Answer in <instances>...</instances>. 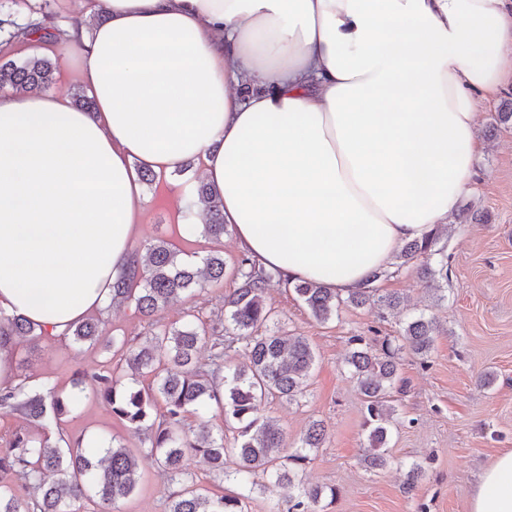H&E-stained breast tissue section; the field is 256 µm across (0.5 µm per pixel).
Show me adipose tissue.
Returning a JSON list of instances; mask_svg holds the SVG:
<instances>
[{
	"instance_id": "1",
	"label": "adipose tissue",
	"mask_w": 512,
	"mask_h": 512,
	"mask_svg": "<svg viewBox=\"0 0 512 512\" xmlns=\"http://www.w3.org/2000/svg\"><path fill=\"white\" fill-rule=\"evenodd\" d=\"M69 55L96 101L0 93V311L53 337L133 261L145 165L190 160L238 246L345 295L470 190L512 0H98ZM253 93L244 95L243 84ZM470 512H512V450Z\"/></svg>"
}]
</instances>
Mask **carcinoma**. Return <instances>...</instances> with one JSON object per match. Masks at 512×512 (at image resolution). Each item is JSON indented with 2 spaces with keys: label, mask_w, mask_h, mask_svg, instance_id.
Here are the masks:
<instances>
[{
  "label": "carcinoma",
  "mask_w": 512,
  "mask_h": 512,
  "mask_svg": "<svg viewBox=\"0 0 512 512\" xmlns=\"http://www.w3.org/2000/svg\"><path fill=\"white\" fill-rule=\"evenodd\" d=\"M27 15L19 21L14 13L0 10V45L32 41L39 33L44 41H56L61 30L54 17L37 5H26ZM55 66L47 57L33 56L21 63H0V90L19 94L47 90L56 80ZM198 203L206 212L202 228L186 226V232L219 241L228 232L224 224L223 201L205 183L197 187ZM438 233L421 241L406 243L397 258L402 267L434 252ZM226 263L218 253L203 259V267L181 257L160 240L136 253L133 269L112 286L114 304L134 303L135 311L152 317L171 301L210 282L224 279ZM421 277L437 281L448 279V260L433 267L419 266ZM237 288L224 298V312L205 320L194 313L177 326L172 324L138 339H124L125 364L134 374H153L151 386L138 388L124 384L112 369H83L74 374L73 389L62 395L52 388H35L21 382L0 388V410L19 413L40 429L12 432L0 446V512H74L73 505L88 502L92 512H114L118 500L131 495L138 483L144 460L150 459L161 470L171 492L168 512H246L253 494L266 489L272 480L295 490L288 496L284 512H316L325 496L336 497V488L305 485L296 480L297 470L320 447L325 427L312 422L299 446L285 448L277 421L263 413L270 397L294 401L303 396L306 381L315 362L306 337L288 329L265 302L273 281L283 282L277 270L258 265L247 255L233 265ZM382 277L372 274L363 287L343 297L330 289L296 282L293 289L303 305L318 321L326 322L343 306L378 303L389 309L401 304V297L380 295L373 287ZM438 331L435 318L420 313L410 319L401 334L409 349L427 355ZM45 336L22 316L0 315V340L8 338L41 340ZM105 337L102 315L91 316L68 329L62 340L74 347L96 343ZM346 358L352 378L363 396L369 430L362 462L369 469L388 463L387 441L396 412L392 391L397 382V360L403 346L386 342L382 352L371 349L362 336L350 337ZM202 346L208 358L196 354ZM244 362L235 368L227 362ZM91 393L101 399L113 417L141 436L147 448L136 454L114 441L102 440L105 458L93 462L83 454L82 440L61 446L50 441L48 429L54 422L75 410ZM217 401L226 419L235 423L232 446L225 445L224 434H214L205 419L211 401ZM196 415L195 423L187 415ZM205 460L215 477L235 489L220 497H210L194 487L189 460ZM11 479L28 489V499L20 500L6 491Z\"/></svg>",
  "instance_id": "obj_1"
}]
</instances>
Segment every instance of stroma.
Instances as JSON below:
<instances>
[{"label":"stroma","instance_id":"obj_1","mask_svg":"<svg viewBox=\"0 0 512 512\" xmlns=\"http://www.w3.org/2000/svg\"><path fill=\"white\" fill-rule=\"evenodd\" d=\"M35 53L57 66L52 93L71 96L80 89L77 65L66 62L64 42L17 43L8 50L16 61ZM510 99L512 81L495 96L477 100V136L483 148L474 165V188L459 202L456 216L441 227L437 243L448 257L444 299L430 291L415 262L377 284L380 294L404 297V308L396 311L345 306L320 322L292 288L275 282L268 290V306L308 339L317 358L304 396L292 403L268 401L264 412L277 421L290 448L298 445L312 421H323L326 438L298 473L303 483L335 487V499H322L318 512H469L484 469L501 451L512 449V125L493 124L501 104ZM199 176L194 164L144 185L137 250L162 239L194 263L218 250L227 264H234L241 254L234 236L225 235L214 244L201 235H188L182 210L171 200L176 191L184 202H194ZM235 286L232 274H225L223 282L171 302L152 324L133 304L113 306L106 314V340L79 352L53 339L20 342L14 348L15 380L70 390L78 368L118 362L121 352L113 339L150 335L154 324L183 322L193 310L206 316L223 311L224 298ZM421 311L434 316L439 331L427 356L402 350V389L395 394L396 421L387 443L390 461L384 468L366 470L360 463L368 446L365 409L344 366L348 339L362 336L380 346L400 336L408 318ZM489 371L495 372V383L480 386V375ZM93 432L132 450L141 448L138 436L113 418L104 402L89 395L62 422L60 435L72 441ZM411 461L419 462L424 474L410 490L405 482ZM167 496L163 477L146 463L136 490L117 509L166 512Z\"/></svg>","mask_w":512,"mask_h":512}]
</instances>
